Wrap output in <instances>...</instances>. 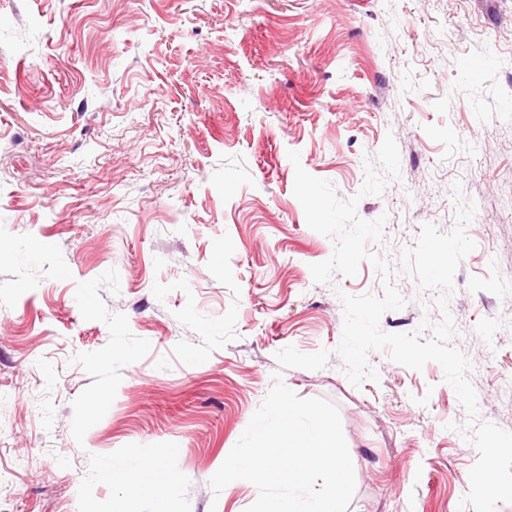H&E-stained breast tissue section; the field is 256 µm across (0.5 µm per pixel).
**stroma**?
Wrapping results in <instances>:
<instances>
[{
    "label": "stroma",
    "mask_w": 512,
    "mask_h": 512,
    "mask_svg": "<svg viewBox=\"0 0 512 512\" xmlns=\"http://www.w3.org/2000/svg\"><path fill=\"white\" fill-rule=\"evenodd\" d=\"M399 179L361 198L406 301L384 331L451 313L479 418L512 431V0H0V512H120L107 457L177 484L135 512H245L208 481L281 373L340 412L348 512H458L477 459L437 363L375 350L353 386L335 350L333 252L293 195L289 151L356 195L386 135ZM476 204L448 310L400 272L423 223ZM330 350L316 371L278 350Z\"/></svg>",
    "instance_id": "stroma-1"
}]
</instances>
